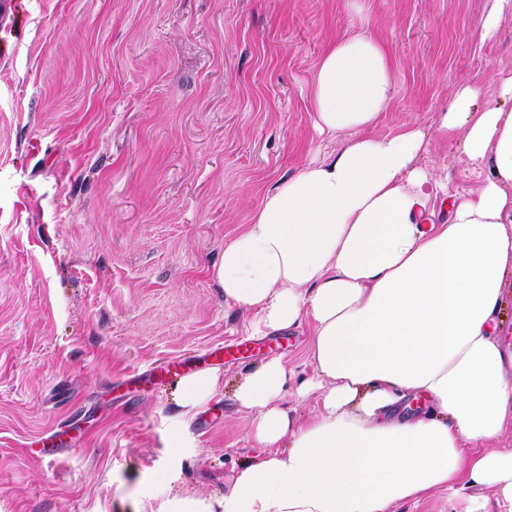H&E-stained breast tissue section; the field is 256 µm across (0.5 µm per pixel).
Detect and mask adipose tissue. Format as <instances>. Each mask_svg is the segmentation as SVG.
Masks as SVG:
<instances>
[{
    "label": "adipose tissue",
    "mask_w": 512,
    "mask_h": 512,
    "mask_svg": "<svg viewBox=\"0 0 512 512\" xmlns=\"http://www.w3.org/2000/svg\"><path fill=\"white\" fill-rule=\"evenodd\" d=\"M394 92L386 48L356 32L323 54L312 86L316 126L350 139L265 195L224 244V297L255 311V331L310 320L316 412L280 404L281 359L250 373L236 399L266 454L221 497L185 492L141 512H392L436 492L479 512L469 490L512 506V353L494 314L512 272V110L478 106L482 86L454 89L438 132L493 176L433 223L434 176L416 166L426 132L371 129ZM218 370L178 380L190 414L218 394Z\"/></svg>",
    "instance_id": "obj_1"
}]
</instances>
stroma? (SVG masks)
<instances>
[{"label": "stroma", "instance_id": "35a3bbf8", "mask_svg": "<svg viewBox=\"0 0 512 512\" xmlns=\"http://www.w3.org/2000/svg\"><path fill=\"white\" fill-rule=\"evenodd\" d=\"M0 56V512H137L221 496L261 450L235 398L270 359L282 405L317 392L311 326L251 334L214 269L264 196L348 134L319 133L312 81L362 13L388 49L393 98L373 129L427 132L435 207L489 176L436 127L451 91L512 74L494 0H18ZM223 347L224 389L192 419L162 361ZM52 448V461L23 446Z\"/></svg>", "mask_w": 512, "mask_h": 512}]
</instances>
